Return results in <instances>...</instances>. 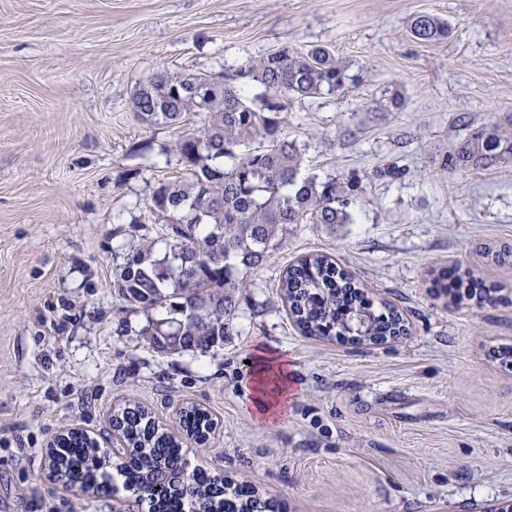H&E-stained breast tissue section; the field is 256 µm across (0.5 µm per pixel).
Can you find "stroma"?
<instances>
[{"instance_id":"stroma-1","label":"stroma","mask_w":512,"mask_h":512,"mask_svg":"<svg viewBox=\"0 0 512 512\" xmlns=\"http://www.w3.org/2000/svg\"><path fill=\"white\" fill-rule=\"evenodd\" d=\"M447 21L423 42L412 18ZM332 50L369 77L353 93L287 103L302 176L364 183L352 223L301 224L250 275L224 342L167 355L112 286L117 243L157 237L153 187L179 172V129L138 120L153 75H231L282 47ZM512 137V0H0V512H150L120 475L67 492L47 444L77 428L111 463L129 401L160 424L206 409L187 470L253 487L268 512H500L512 504V166L454 170L474 127ZM331 146H324V139ZM330 255L406 331L373 345L304 335L280 284ZM288 360L285 418L244 408L249 363Z\"/></svg>"}]
</instances>
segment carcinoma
Wrapping results in <instances>:
<instances>
[{
	"mask_svg": "<svg viewBox=\"0 0 512 512\" xmlns=\"http://www.w3.org/2000/svg\"><path fill=\"white\" fill-rule=\"evenodd\" d=\"M413 36L437 41L448 25L431 14L415 16ZM349 64L324 48L306 53L279 50L251 58L216 95L190 97L184 87L193 76L159 72L132 95L138 118L150 125L181 129L169 152L178 157L179 175L158 182L146 203L151 223L162 236H143L136 246L124 243L112 287L136 312L146 315L149 345L162 352L159 328L177 326L181 340L172 354L207 352L224 340L227 321L238 309L239 290L250 286L249 274L279 250L292 224H349L348 212L359 181L334 173L300 177L303 156L289 138L283 116L285 100L335 95L359 87ZM261 89L246 101V87ZM462 167L489 168L512 163V138L497 126L475 128L454 149ZM281 292L296 324L310 336H349L341 312L363 313V336H386L403 323L395 308L377 314L365 305L361 284L326 254H311L289 266ZM119 426L132 451L117 465L125 488L148 497L159 485L168 496L161 512H259L266 504L253 488L239 487L234 496L209 494L223 478L206 472L184 474L181 447L174 433L134 403L119 413ZM186 435L208 431V413L196 406L180 412ZM51 452L63 464L60 476L90 489L107 484L109 457L84 435L60 438Z\"/></svg>",
	"mask_w": 512,
	"mask_h": 512,
	"instance_id": "cac0c4a2",
	"label": "carcinoma"
}]
</instances>
